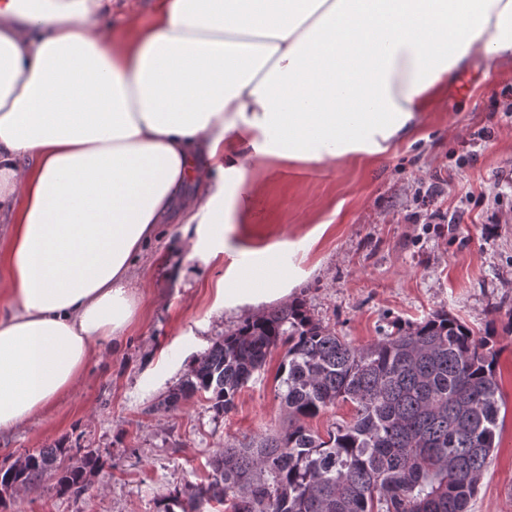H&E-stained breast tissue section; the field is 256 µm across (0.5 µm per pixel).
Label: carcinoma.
Segmentation results:
<instances>
[{
  "instance_id": "1",
  "label": "carcinoma",
  "mask_w": 512,
  "mask_h": 512,
  "mask_svg": "<svg viewBox=\"0 0 512 512\" xmlns=\"http://www.w3.org/2000/svg\"><path fill=\"white\" fill-rule=\"evenodd\" d=\"M278 346L286 348L278 397L288 429L224 446L182 512L209 501L226 512H470L506 407L495 337L477 339L437 311L358 347L295 302L225 334L162 405L199 394L216 413L228 411ZM340 399L355 405L352 421L324 437L305 426ZM72 459L59 444L27 455L19 469L0 465V490L34 486L53 470L60 491L80 494L100 459L92 451Z\"/></svg>"
}]
</instances>
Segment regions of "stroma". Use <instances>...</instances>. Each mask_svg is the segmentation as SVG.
<instances>
[{
  "mask_svg": "<svg viewBox=\"0 0 512 512\" xmlns=\"http://www.w3.org/2000/svg\"><path fill=\"white\" fill-rule=\"evenodd\" d=\"M468 68L474 82L439 95L413 143L333 163L248 160L262 189L228 227L230 251L198 278L175 284L190 245L179 224L161 225L136 269L139 317L119 347L96 350L71 393L0 438V463L60 443L94 450L103 461L94 486L61 495L49 471L6 494L0 512H163L207 481L224 444L287 428L280 348L224 414L199 395L159 405L201 353L260 315L211 308L229 267L248 273L273 247L288 255L292 300L353 345L440 310L474 336L495 331L506 413L471 512H512V61Z\"/></svg>",
  "mask_w": 512,
  "mask_h": 512,
  "instance_id": "35a3bbf8",
  "label": "stroma"
}]
</instances>
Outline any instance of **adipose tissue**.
Returning <instances> with one entry per match:
<instances>
[{"label":"adipose tissue","mask_w":512,"mask_h":512,"mask_svg":"<svg viewBox=\"0 0 512 512\" xmlns=\"http://www.w3.org/2000/svg\"><path fill=\"white\" fill-rule=\"evenodd\" d=\"M0 0V437L69 393L139 304L132 266L178 215L193 258L259 184L253 156L333 162L409 139L449 78L512 59V0ZM262 252L224 311L288 296ZM157 0H112V12L105 16V23L112 31L124 29L129 15L136 16L141 26H148L155 17Z\"/></svg>","instance_id":"adipose-tissue-1"}]
</instances>
